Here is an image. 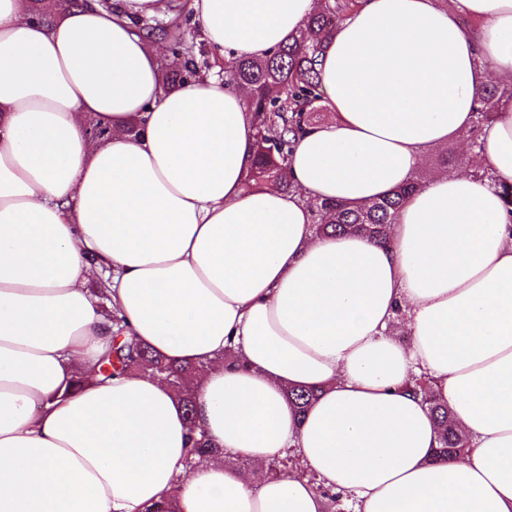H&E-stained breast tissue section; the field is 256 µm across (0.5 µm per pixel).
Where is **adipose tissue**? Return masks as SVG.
Masks as SVG:
<instances>
[{
	"label": "adipose tissue",
	"mask_w": 512,
	"mask_h": 512,
	"mask_svg": "<svg viewBox=\"0 0 512 512\" xmlns=\"http://www.w3.org/2000/svg\"><path fill=\"white\" fill-rule=\"evenodd\" d=\"M320 5L191 2L218 59L264 56ZM44 7L48 25L0 0V512H326L330 492L346 512H512L500 196L434 173L383 242L316 235L311 209L370 204L468 148L479 93L512 84V0H364L325 45L332 118L298 140L288 191L248 183L243 88L210 71L163 89L160 44L132 21L166 0ZM482 139L479 164L512 182L511 99ZM110 311L167 361L205 365L193 421L160 378L100 381ZM423 373L462 455L433 458L436 424L404 390ZM297 386L318 391L301 419ZM194 427L224 453L189 471ZM288 455L298 470H261Z\"/></svg>",
	"instance_id": "obj_1"
}]
</instances>
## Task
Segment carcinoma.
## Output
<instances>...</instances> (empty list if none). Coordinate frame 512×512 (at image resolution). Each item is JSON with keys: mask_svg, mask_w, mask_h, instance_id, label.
<instances>
[{"mask_svg": "<svg viewBox=\"0 0 512 512\" xmlns=\"http://www.w3.org/2000/svg\"><path fill=\"white\" fill-rule=\"evenodd\" d=\"M360 5L361 0H325L322 11L309 19L305 30L278 45L270 54L226 63L227 76L238 85L249 88L250 108L258 122L256 151L249 179L285 190L292 188L288 165L296 139L304 135L309 126L318 123L319 111L322 110L319 60L325 43L338 23ZM182 17L181 13L177 15L173 32L166 26L153 25L145 20L140 23V29L148 38L169 43V54L162 62L166 85L183 83L199 71L193 55L194 32L190 28H182ZM504 97L512 98V86H489L477 99L471 135L474 154L480 153L482 130L494 119L498 104ZM425 183L426 177L418 173L406 187L365 206L315 201L311 203L317 217L314 230L318 234L362 233L382 241L386 239L389 226L395 223L406 198L422 189ZM112 327V345L99 361L103 380L128 373H161L184 403L188 419H193L192 398L186 385L195 371L204 369V366L199 365L192 370L166 362L126 335L125 327L115 315L112 316ZM408 390L421 397L436 420L439 453L449 455L468 447V439L458 433L448 407L431 394L427 380H414V385ZM315 398L316 392L312 389L288 393V399L299 416ZM215 452L216 448L206 438H191L185 470H191L196 461Z\"/></svg>", "mask_w": 512, "mask_h": 512, "instance_id": "carcinoma-1", "label": "carcinoma"}]
</instances>
